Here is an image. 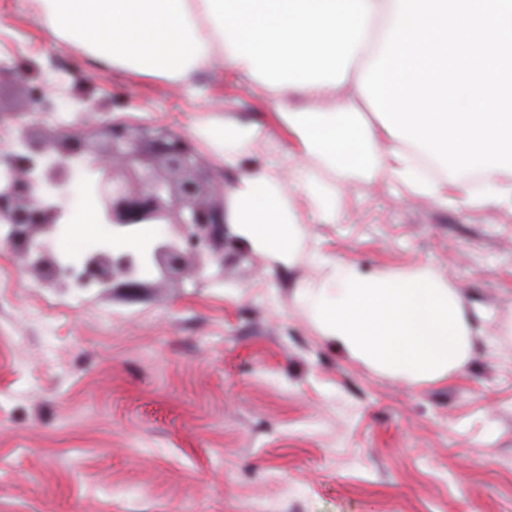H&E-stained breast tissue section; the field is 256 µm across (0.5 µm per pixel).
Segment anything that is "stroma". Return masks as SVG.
I'll return each mask as SVG.
<instances>
[{"instance_id": "obj_1", "label": "stroma", "mask_w": 512, "mask_h": 512, "mask_svg": "<svg viewBox=\"0 0 512 512\" xmlns=\"http://www.w3.org/2000/svg\"><path fill=\"white\" fill-rule=\"evenodd\" d=\"M32 0H0V60L50 101L113 100L132 124L193 140L225 189L242 169L294 165L268 103L223 64L174 84L48 39ZM257 128L225 164L202 130ZM83 170L59 238L137 252L78 227L97 201ZM307 244L364 271L429 264L477 321L469 360L409 383L325 341L295 305L306 262L273 263L233 237L200 276L87 294L41 284L0 247V512H512V203L408 202L357 181L335 223L305 199Z\"/></svg>"}]
</instances>
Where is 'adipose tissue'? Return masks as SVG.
I'll use <instances>...</instances> for the list:
<instances>
[{
	"label": "adipose tissue",
	"mask_w": 512,
	"mask_h": 512,
	"mask_svg": "<svg viewBox=\"0 0 512 512\" xmlns=\"http://www.w3.org/2000/svg\"><path fill=\"white\" fill-rule=\"evenodd\" d=\"M51 38L77 36L96 57L136 75L185 80L214 56L249 79L272 107L292 145L291 180L280 168L242 172L232 190V230L284 266L295 264L305 230L295 209L304 193L335 223L344 186L384 176L406 200H460L482 207L512 198V173L487 170L481 190L466 178L426 176L422 148L369 120L360 86L398 13L395 0H35ZM225 159L250 155L256 130L234 121L208 129ZM335 181L319 177V170ZM315 279L295 303L320 336L371 367L409 382L442 378L472 352L475 316L436 268L367 274L351 262L311 251Z\"/></svg>",
	"instance_id": "obj_1"
}]
</instances>
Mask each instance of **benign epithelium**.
<instances>
[{"instance_id": "benign-epithelium-1", "label": "benign epithelium", "mask_w": 512, "mask_h": 512, "mask_svg": "<svg viewBox=\"0 0 512 512\" xmlns=\"http://www.w3.org/2000/svg\"><path fill=\"white\" fill-rule=\"evenodd\" d=\"M20 112H30L43 97L31 84L24 87ZM27 153L42 156L46 166L34 178L28 162L8 154L0 158L13 171L12 193L0 197V219L15 225L14 251L44 283L62 284L64 276L54 252L59 212L69 198L80 165L91 166L88 189L112 230L132 234L141 226H161L164 237L140 257L130 253L96 252L86 265L103 285L119 276L137 275L142 260L162 281L201 274L209 263L224 261V204H216L218 183L195 162V153L179 135H153L120 119L100 121L82 135L49 132L34 122L17 126Z\"/></svg>"}]
</instances>
